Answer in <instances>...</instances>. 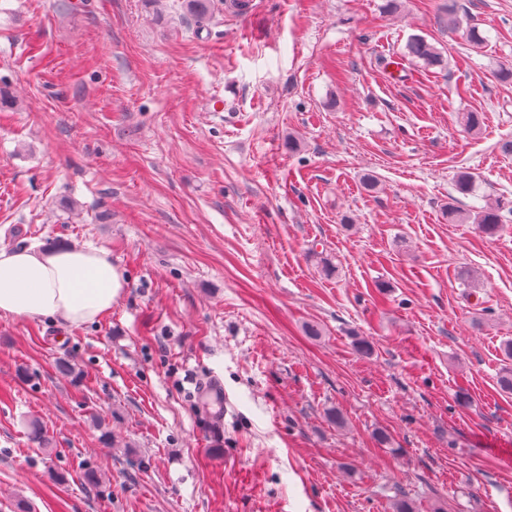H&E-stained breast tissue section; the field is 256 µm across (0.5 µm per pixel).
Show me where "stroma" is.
I'll return each instance as SVG.
<instances>
[{"instance_id": "35a3bbf8", "label": "stroma", "mask_w": 512, "mask_h": 512, "mask_svg": "<svg viewBox=\"0 0 512 512\" xmlns=\"http://www.w3.org/2000/svg\"><path fill=\"white\" fill-rule=\"evenodd\" d=\"M179 2L0 0V248L127 278L90 325L0 317V512H512V216L447 213L512 197V0H457L478 49L445 0ZM408 55L424 68L441 67L444 59L438 48L422 36L410 38L407 44ZM452 203H448V221L452 223H469L477 224L476 228L480 233L486 236H496L503 226L505 216L503 212L512 214V198L500 196L494 201L488 203L485 207L475 213H464L459 209L452 199Z\"/></svg>"}]
</instances>
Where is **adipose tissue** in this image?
<instances>
[{"mask_svg":"<svg viewBox=\"0 0 512 512\" xmlns=\"http://www.w3.org/2000/svg\"><path fill=\"white\" fill-rule=\"evenodd\" d=\"M125 288L122 269L102 249L0 248L1 316L92 324L111 311Z\"/></svg>","mask_w":512,"mask_h":512,"instance_id":"adipose-tissue-1","label":"adipose tissue"}]
</instances>
